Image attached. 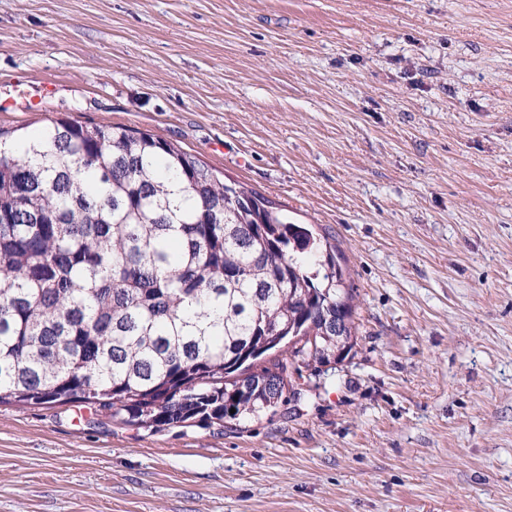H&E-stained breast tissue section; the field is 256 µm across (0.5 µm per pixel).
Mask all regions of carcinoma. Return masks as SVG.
Instances as JSON below:
<instances>
[{
  "label": "carcinoma",
  "mask_w": 512,
  "mask_h": 512,
  "mask_svg": "<svg viewBox=\"0 0 512 512\" xmlns=\"http://www.w3.org/2000/svg\"><path fill=\"white\" fill-rule=\"evenodd\" d=\"M1 147L0 405L239 422L278 406L288 370L353 347L332 246L195 155L66 118L0 129Z\"/></svg>",
  "instance_id": "1"
}]
</instances>
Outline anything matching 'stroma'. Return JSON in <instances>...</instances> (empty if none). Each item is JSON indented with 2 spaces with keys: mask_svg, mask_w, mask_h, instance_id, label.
<instances>
[{
  "mask_svg": "<svg viewBox=\"0 0 512 512\" xmlns=\"http://www.w3.org/2000/svg\"><path fill=\"white\" fill-rule=\"evenodd\" d=\"M146 130L335 245L276 411L0 406V512H512V0H0V128Z\"/></svg>",
  "mask_w": 512,
  "mask_h": 512,
  "instance_id": "stroma-1",
  "label": "stroma"
}]
</instances>
